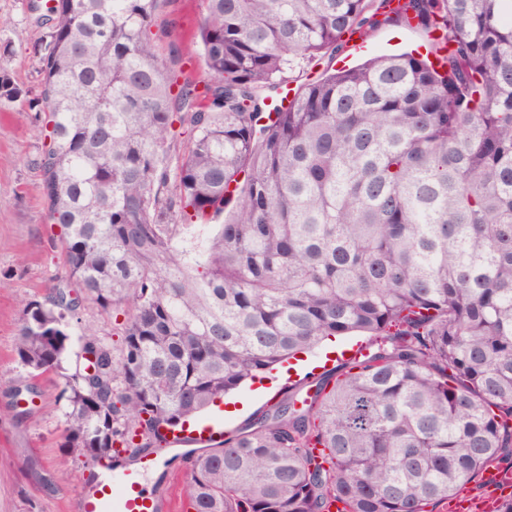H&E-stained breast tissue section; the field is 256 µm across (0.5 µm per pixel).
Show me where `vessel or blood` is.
<instances>
[{"label": "vessel or blood", "mask_w": 512, "mask_h": 512, "mask_svg": "<svg viewBox=\"0 0 512 512\" xmlns=\"http://www.w3.org/2000/svg\"><path fill=\"white\" fill-rule=\"evenodd\" d=\"M223 435L224 422L219 416L200 429L167 433L161 448L122 467L108 469L95 487L82 489L75 501V512H171L172 502L159 499L147 489L149 472L159 467L168 453L198 440H219Z\"/></svg>", "instance_id": "vessel-or-blood-1"}]
</instances>
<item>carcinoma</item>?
Listing matches in <instances>:
<instances>
[{"mask_svg":"<svg viewBox=\"0 0 512 512\" xmlns=\"http://www.w3.org/2000/svg\"><path fill=\"white\" fill-rule=\"evenodd\" d=\"M158 2L57 0L39 58L65 271L25 304L15 356L61 374L65 447L159 448L160 429L365 333L312 393L288 387L194 456L190 508L429 512L464 492L512 448V10L202 0L211 81L175 92ZM393 23L442 31L433 58L333 68L346 32ZM86 302L112 334L82 326Z\"/></svg>","mask_w":512,"mask_h":512,"instance_id":"obj_1","label":"carcinoma"}]
</instances>
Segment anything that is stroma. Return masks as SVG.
<instances>
[{"label":"stroma","mask_w":512,"mask_h":512,"mask_svg":"<svg viewBox=\"0 0 512 512\" xmlns=\"http://www.w3.org/2000/svg\"><path fill=\"white\" fill-rule=\"evenodd\" d=\"M33 0H0V79L15 88L0 97V512H70L89 470L65 438L62 380L49 373L31 377L14 359L15 338L26 302L43 299L63 274L58 227L48 224L37 163L48 140L36 119L41 90L39 57L54 24ZM158 21L168 30L157 42L160 58L172 45L187 46L202 19L200 0H161ZM424 30L386 25L363 46L345 43L334 67L383 54L426 53ZM362 334L324 342L272 378L248 383L226 396L224 428L241 427L262 410L291 372L324 365L329 353L365 343Z\"/></svg>","instance_id":"1"}]
</instances>
